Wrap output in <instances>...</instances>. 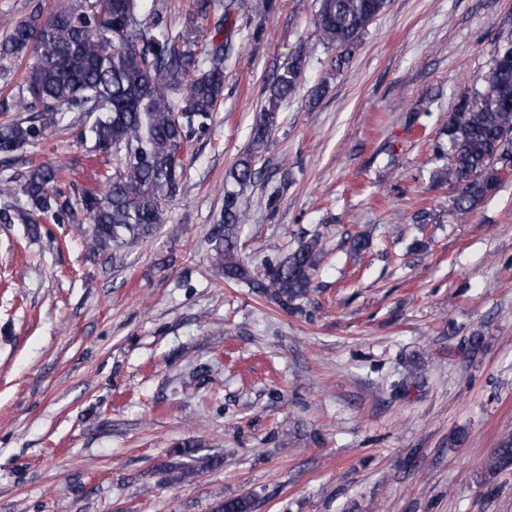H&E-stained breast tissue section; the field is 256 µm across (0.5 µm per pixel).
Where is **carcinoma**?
Masks as SVG:
<instances>
[{"label": "carcinoma", "instance_id": "carcinoma-1", "mask_svg": "<svg viewBox=\"0 0 512 512\" xmlns=\"http://www.w3.org/2000/svg\"><path fill=\"white\" fill-rule=\"evenodd\" d=\"M144 0H79L53 5L10 24L0 40V60L21 68L16 92L6 90L12 70L0 66V112L30 110L28 120L0 121V154H11L39 140L75 113L91 119L81 137L92 151L112 158V167L95 173L98 189L77 197L61 188L69 162L32 167L21 179H0V197L23 200L17 210L24 224L43 217L87 216L77 227L92 254H129L168 221L169 205L180 188L184 151L191 134L207 125L224 87V41L199 53L200 26L212 12L224 13L214 36L224 33L235 0H192V13L177 34L157 30L142 14ZM317 37L349 49L387 6V0H317ZM303 69L298 54L276 74L267 104L252 130L249 153L236 163L238 187L254 183L257 154L267 145L281 104L295 91ZM486 88L465 100L448 122V162L433 181L455 191L451 211L465 221L500 182L502 165L512 161V33L499 42ZM248 221L237 192H224L221 223L211 237V263L228 283L258 290L283 310L309 292L312 274L324 252L315 235L273 267L259 273L238 250V233ZM490 469H512V442L489 459ZM245 497L227 499L217 512H250Z\"/></svg>", "mask_w": 512, "mask_h": 512}]
</instances>
